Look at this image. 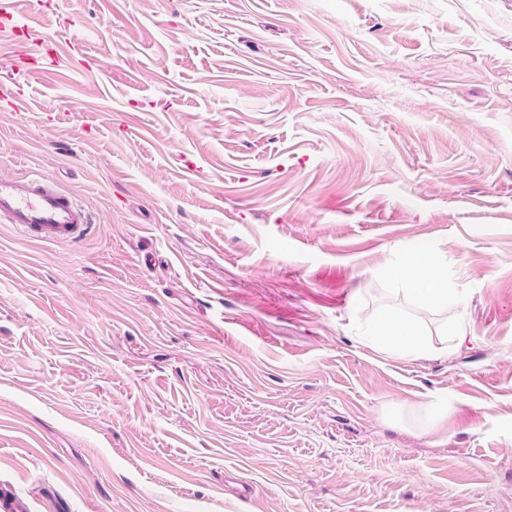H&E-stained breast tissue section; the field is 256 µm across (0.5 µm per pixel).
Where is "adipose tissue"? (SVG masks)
<instances>
[{"label":"adipose tissue","instance_id":"adipose-tissue-1","mask_svg":"<svg viewBox=\"0 0 512 512\" xmlns=\"http://www.w3.org/2000/svg\"><path fill=\"white\" fill-rule=\"evenodd\" d=\"M390 275L399 293L425 305L442 309L454 308L458 316L452 335L443 336L446 345H453L465 332V318L460 311L464 295L449 287L448 275L435 256L424 252L403 253L390 269ZM367 337L377 341L389 353L401 355L421 351L426 346L424 334L400 312L394 309L380 311L365 326Z\"/></svg>","mask_w":512,"mask_h":512}]
</instances>
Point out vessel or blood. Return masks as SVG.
<instances>
[{
    "label": "vessel or blood",
    "mask_w": 512,
    "mask_h": 512,
    "mask_svg": "<svg viewBox=\"0 0 512 512\" xmlns=\"http://www.w3.org/2000/svg\"><path fill=\"white\" fill-rule=\"evenodd\" d=\"M53 41L33 39L24 57L10 66L9 79L0 82V107L24 115L27 98L18 78L26 65L43 63L53 55ZM0 222L14 225L24 236L41 241H71L90 222L86 208L74 197L59 191L48 179L0 178Z\"/></svg>",
    "instance_id": "obj_1"
}]
</instances>
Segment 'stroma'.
Wrapping results in <instances>:
<instances>
[{
	"label": "stroma",
	"instance_id": "obj_1",
	"mask_svg": "<svg viewBox=\"0 0 512 512\" xmlns=\"http://www.w3.org/2000/svg\"><path fill=\"white\" fill-rule=\"evenodd\" d=\"M0 488L26 512H512V0H8ZM465 286L392 292L401 251ZM396 307L431 341L363 332ZM448 407L430 424L429 407ZM55 53V43L51 40L31 39L28 43V50L23 54L24 58L13 62L10 65L11 75L8 80L0 82V103L3 110L13 112L16 116H23L27 109V97L22 93L18 76L25 71L26 65H42L45 58ZM0 222L25 237L71 241L90 224L86 208L48 179L0 178ZM390 275L404 296L415 298L434 308H454L458 311L453 333L448 336V324L440 336V349L448 351L453 343L464 336V295L457 288H448V275L435 256L424 252H405L390 268Z\"/></svg>",
	"mask_w": 512,
	"mask_h": 512
}]
</instances>
